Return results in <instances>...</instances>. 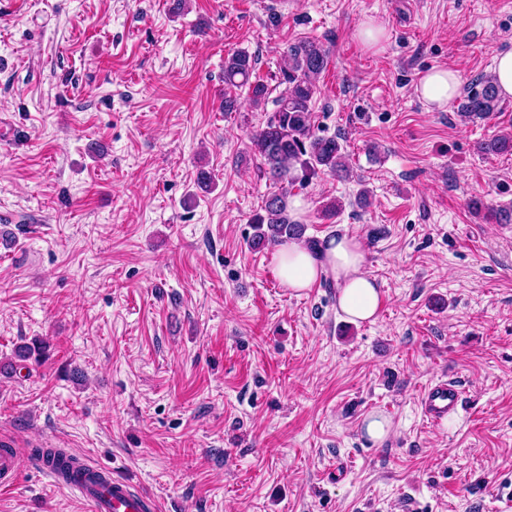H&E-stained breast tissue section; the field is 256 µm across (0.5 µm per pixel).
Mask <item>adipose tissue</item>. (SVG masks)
<instances>
[{
    "mask_svg": "<svg viewBox=\"0 0 512 512\" xmlns=\"http://www.w3.org/2000/svg\"><path fill=\"white\" fill-rule=\"evenodd\" d=\"M459 86L457 71L435 68L422 78L417 90L428 103L441 107L456 95ZM274 261L283 284L297 291L332 274L339 286L338 306L349 321L365 322L377 314L381 293L365 269V253L358 237L339 235L315 250L291 240L276 246Z\"/></svg>",
    "mask_w": 512,
    "mask_h": 512,
    "instance_id": "obj_1",
    "label": "adipose tissue"
}]
</instances>
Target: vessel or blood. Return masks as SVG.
Instances as JSON below:
<instances>
[{
  "instance_id": "1",
  "label": "vessel or blood",
  "mask_w": 512,
  "mask_h": 512,
  "mask_svg": "<svg viewBox=\"0 0 512 512\" xmlns=\"http://www.w3.org/2000/svg\"><path fill=\"white\" fill-rule=\"evenodd\" d=\"M460 393L448 381L429 386L422 395V409L426 418L439 422L448 413L457 410ZM23 466V457L9 438L0 439V488L11 487ZM40 470L52 483L68 490L89 505L91 512H155L154 500L130 483L113 477L110 468L80 460L74 476H61L51 465L40 463Z\"/></svg>"
}]
</instances>
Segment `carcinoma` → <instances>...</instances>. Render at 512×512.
I'll use <instances>...</instances> for the list:
<instances>
[{"mask_svg":"<svg viewBox=\"0 0 512 512\" xmlns=\"http://www.w3.org/2000/svg\"><path fill=\"white\" fill-rule=\"evenodd\" d=\"M328 52L315 41H300L286 50V61L280 70L279 84L284 86L274 100L275 109L265 125L251 137L254 154L260 159L264 174L275 184L290 183L293 171L303 174L327 171L336 175L348 174L344 149L338 137L317 134L311 124V105L316 93V80L326 69ZM255 58L246 51H236L224 59V111L236 105L233 91L244 86L251 90L254 105L265 103L267 87L251 81ZM500 97L491 76H482L468 87L459 114L464 119L486 116L498 110ZM484 152L512 154V136L501 135L482 147ZM254 234L249 247L262 251L288 240H301L304 225L292 219L288 191L283 188L272 193L261 211L251 218Z\"/></svg>","mask_w":512,"mask_h":512,"instance_id":"obj_1","label":"carcinoma"}]
</instances>
